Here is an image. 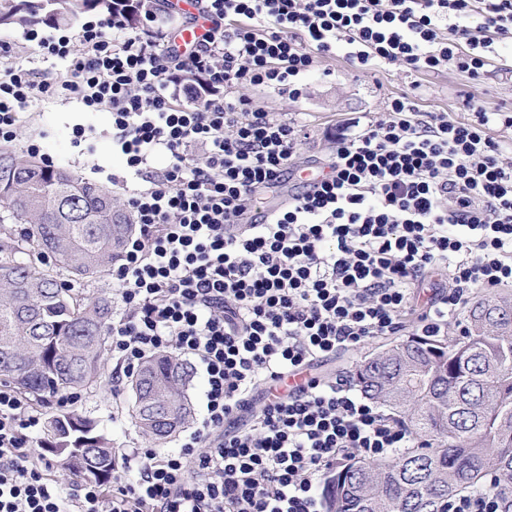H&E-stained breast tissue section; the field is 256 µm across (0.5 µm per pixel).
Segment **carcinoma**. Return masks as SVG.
Returning a JSON list of instances; mask_svg holds the SVG:
<instances>
[{"label":"carcinoma","instance_id":"cac0c4a2","mask_svg":"<svg viewBox=\"0 0 512 512\" xmlns=\"http://www.w3.org/2000/svg\"><path fill=\"white\" fill-rule=\"evenodd\" d=\"M128 0H0V28L69 26ZM0 207L25 231L0 260V381L37 402L95 384L106 350L111 301L89 299L39 268L55 260L74 279L105 271L134 233L112 192L0 147ZM465 335L393 341L361 361L360 392L397 414L421 446L366 462L351 458L323 478L326 512H444L448 498L492 493L512 512V292H482L464 310ZM188 367L147 359L130 380L132 418L165 439L188 421ZM47 448L64 470L106 485L115 458L97 423L76 409L47 418ZM498 480L491 484L487 475Z\"/></svg>","mask_w":512,"mask_h":512}]
</instances>
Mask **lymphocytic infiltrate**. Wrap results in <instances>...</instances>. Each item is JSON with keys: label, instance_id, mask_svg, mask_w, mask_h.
Returning a JSON list of instances; mask_svg holds the SVG:
<instances>
[{"label": "lymphocytic infiltrate", "instance_id": "1", "mask_svg": "<svg viewBox=\"0 0 512 512\" xmlns=\"http://www.w3.org/2000/svg\"><path fill=\"white\" fill-rule=\"evenodd\" d=\"M131 28L113 16L77 31L24 28L40 78L0 43V141L17 139L36 98L112 114V147L141 179L126 205L137 231L112 279L123 313L108 329L121 385L147 357L192 356L207 387L178 452L140 448L116 463L111 490L62 486L31 456L40 417L0 386V512H324L317 483L350 454L375 460L416 440L347 372L319 363L368 339L442 334L477 289L512 285V147L472 93L462 117L422 112L410 94L340 127L328 171L257 220L261 194L291 171L306 124L252 106L239 89L299 98L318 58L344 47L366 71L454 66L479 79L512 42V0H196ZM483 18L474 37L467 20ZM194 24L178 50L175 28ZM195 73L203 88L182 83ZM203 160H195L194 150ZM166 167L150 170L155 154ZM446 271L449 290L414 311L411 290ZM294 372L305 386L281 390Z\"/></svg>", "mask_w": 512, "mask_h": 512}]
</instances>
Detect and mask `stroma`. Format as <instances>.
I'll use <instances>...</instances> for the list:
<instances>
[{"label":"stroma","instance_id":"stroma-1","mask_svg":"<svg viewBox=\"0 0 512 512\" xmlns=\"http://www.w3.org/2000/svg\"><path fill=\"white\" fill-rule=\"evenodd\" d=\"M304 84V95L297 100L261 86L243 91L253 105L307 123L311 137L298 151L295 162L299 165L326 158L337 124L351 113L382 111L389 98L403 93L416 92L420 111L445 112L454 118L461 115L460 95L466 91L477 95L489 111L512 107V45L499 46L497 58L478 82L451 66L438 71L411 72L395 63L370 74L336 55L320 60L305 77ZM77 123L86 129V139L78 145L72 135V127ZM30 141L39 143L54 165L67 167L118 199H126V183L111 179L112 174L125 173L126 161L112 151L110 112L88 111L75 100L62 97L38 101L31 108L15 146L21 149ZM116 366L115 359L105 357L101 378L82 393L78 411L98 422L115 452L135 448H153L160 453L178 450L177 437L158 441L139 432L131 417L132 399L127 389L112 388Z\"/></svg>","mask_w":512,"mask_h":512}]
</instances>
